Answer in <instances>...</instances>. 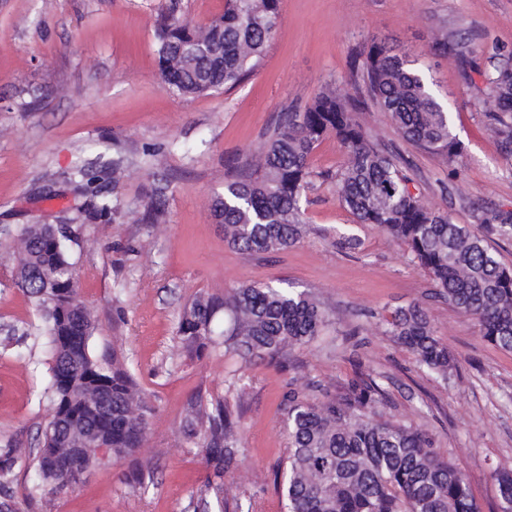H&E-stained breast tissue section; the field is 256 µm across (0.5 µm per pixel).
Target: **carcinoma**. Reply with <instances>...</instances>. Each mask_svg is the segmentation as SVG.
I'll return each instance as SVG.
<instances>
[{
	"mask_svg": "<svg viewBox=\"0 0 512 512\" xmlns=\"http://www.w3.org/2000/svg\"><path fill=\"white\" fill-rule=\"evenodd\" d=\"M279 26V0H225L224 12L193 27L172 8L157 21L158 67L169 90L185 97L239 86L257 67ZM463 56L460 36L440 43ZM362 68L368 95L390 114L402 137L430 152L460 155L450 112L434 96L413 61L372 46ZM497 110L484 113L502 153L512 159V64L484 75ZM355 100L334 89L318 93L302 112H285L269 132L250 173L224 183L211 215L224 225V240L242 254L278 253L301 238L306 191L314 171L311 155L333 134L347 153L336 174V192L359 224H373L402 244L435 287L434 297L473 317L482 337L512 351V271L492 253L485 237L455 224L411 191L394 157L372 143L355 118ZM76 240L54 224H26L14 239L11 281L34 303L51 348V421L43 446L33 454L40 483L28 498H45L78 485L83 474L50 465L46 453L73 443L94 427L114 458L142 447L151 407L128 370L93 356L92 311L80 299L71 246ZM332 324L315 297L288 282L240 285L219 297L197 296L179 323L181 344L202 353L223 337L224 354L249 364L278 361L287 351L315 341ZM385 333L409 348L417 363L442 378L454 357L436 336L426 309L414 303L395 309ZM108 386L112 414L86 404V392ZM198 398L184 426L187 439L213 469L218 482L200 491L203 512L220 502L219 480L233 472L243 451L240 413L229 395ZM385 393L374 379L360 380L338 397L288 393L285 426L289 451L287 512H480L465 473L440 457L431 437L406 421L384 419ZM21 450L0 446V506L19 512L10 490ZM499 512H512V471L494 472Z\"/></svg>",
	"mask_w": 512,
	"mask_h": 512,
	"instance_id": "obj_1",
	"label": "carcinoma"
}]
</instances>
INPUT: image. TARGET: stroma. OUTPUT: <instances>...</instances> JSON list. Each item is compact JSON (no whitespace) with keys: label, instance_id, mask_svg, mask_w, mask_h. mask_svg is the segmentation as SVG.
Returning a JSON list of instances; mask_svg holds the SVG:
<instances>
[{"label":"stroma","instance_id":"1","mask_svg":"<svg viewBox=\"0 0 512 512\" xmlns=\"http://www.w3.org/2000/svg\"><path fill=\"white\" fill-rule=\"evenodd\" d=\"M177 7L205 25L224 0H0V446L40 447L50 418V350L31 300L8 282L7 245L26 224H67L81 296L92 309L97 355H117L153 408L147 441L132 456L89 470L54 500L53 512H200L212 470L183 435L198 397L223 393L243 376L246 450L224 481L228 505L284 512L288 457L283 397L320 385L344 394L370 377L386 393L384 416L426 431L436 451L467 475L481 512H495V470H512V352L486 341L475 321L433 299L434 285L404 247L371 224L356 223L331 180L346 159L335 137L311 156L300 242L278 254L229 248L211 216L224 183L254 161L278 116L300 112L325 87L353 90L355 60L371 45L414 60L441 102L451 105L461 156L421 150L370 100L356 114L370 140L396 155L411 188L453 223L486 232L484 217L512 213V160L501 154L479 102L485 73L512 60V0H281V18L254 73L214 95L182 97L161 81L156 20ZM470 39L480 69L465 82L459 60L439 41ZM93 167V193L73 170ZM124 168L113 174L112 159ZM113 203L110 222L91 218L98 197ZM161 202L159 223L143 213ZM346 230L358 248L336 247ZM287 280L311 293L334 320L323 342L296 347L286 362L249 365L221 344L185 350L177 327L201 293ZM422 304L456 358L436 379L385 335L391 312ZM144 485L129 482L132 469Z\"/></svg>","mask_w":512,"mask_h":512}]
</instances>
